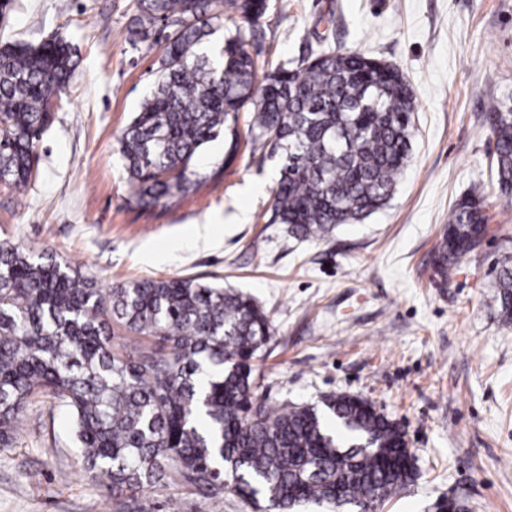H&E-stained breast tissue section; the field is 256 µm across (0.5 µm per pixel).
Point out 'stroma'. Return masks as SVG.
Masks as SVG:
<instances>
[{"label":"stroma","mask_w":512,"mask_h":512,"mask_svg":"<svg viewBox=\"0 0 512 512\" xmlns=\"http://www.w3.org/2000/svg\"><path fill=\"white\" fill-rule=\"evenodd\" d=\"M336 27L309 31L328 7ZM136 0H11L0 43L66 36L77 68L34 156L35 177L0 184V242L117 282L195 276L267 313L255 360L269 402L370 401L397 422L416 476L380 512H512V322L493 301L512 258V193L494 174L487 103L512 95V0H269L260 58L297 67L318 49L399 68L416 93L411 162L388 205L331 236L299 242L270 223L280 156L241 146L222 180L182 205L128 201L116 137L138 111L162 54L133 43ZM482 187L488 232L448 277L436 255L454 206ZM141 512H256L232 493L184 484L140 494ZM0 512H128L77 464L64 408L37 401L0 447Z\"/></svg>","instance_id":"35a3bbf8"}]
</instances>
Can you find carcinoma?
<instances>
[{
    "mask_svg": "<svg viewBox=\"0 0 512 512\" xmlns=\"http://www.w3.org/2000/svg\"><path fill=\"white\" fill-rule=\"evenodd\" d=\"M267 0H137L133 36L165 43L151 95L117 136L130 198L145 211L181 205L222 178L238 154L241 114L253 149L280 150L273 224L323 238L391 199L411 158L415 91L395 66L350 51L300 67L259 62ZM224 27L216 57L204 38ZM74 70L70 43L0 45V176L28 183L38 131ZM497 182L512 191V107L490 106ZM224 137L211 172L198 151ZM483 191L459 202L440 244L438 273L474 250L486 226ZM494 301L512 321V261ZM136 344L114 348L113 328ZM271 322L250 297L195 278L144 279L108 289L97 278L0 245V446L34 399L73 423L82 472L133 499L186 484L230 490L267 512L353 503L373 512L411 478L404 434L366 400L336 394L318 406L258 395L251 361Z\"/></svg>",
    "mask_w": 512,
    "mask_h": 512,
    "instance_id": "1",
    "label": "carcinoma"
}]
</instances>
